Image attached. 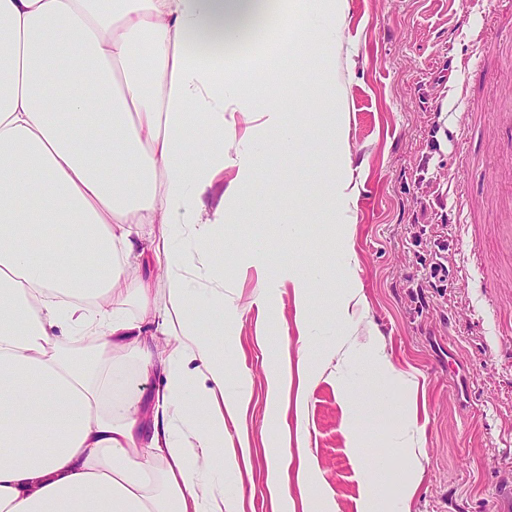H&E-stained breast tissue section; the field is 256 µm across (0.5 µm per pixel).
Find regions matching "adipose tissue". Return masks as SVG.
Listing matches in <instances>:
<instances>
[{"label": "adipose tissue", "mask_w": 512, "mask_h": 512, "mask_svg": "<svg viewBox=\"0 0 512 512\" xmlns=\"http://www.w3.org/2000/svg\"><path fill=\"white\" fill-rule=\"evenodd\" d=\"M303 3L0 0V512H237L224 415L249 393L213 339L237 313L213 243L249 214L266 138L301 131L302 86L264 91L238 61L280 29L306 58L335 46L349 0L301 24ZM280 273L311 342L319 278L300 255ZM128 362L162 386H120ZM310 379L275 372L272 406L303 412Z\"/></svg>", "instance_id": "adipose-tissue-1"}]
</instances>
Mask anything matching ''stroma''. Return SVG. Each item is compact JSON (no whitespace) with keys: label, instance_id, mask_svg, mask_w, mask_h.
I'll return each instance as SVG.
<instances>
[{"label":"stroma","instance_id":"stroma-1","mask_svg":"<svg viewBox=\"0 0 512 512\" xmlns=\"http://www.w3.org/2000/svg\"><path fill=\"white\" fill-rule=\"evenodd\" d=\"M496 9L511 12L512 0H349L331 61L349 114L353 160L336 174L358 185L348 225L334 224L325 162L309 153L333 122L323 60L288 54L293 35L284 31L261 55L280 92L291 72L304 69L310 105L301 113L297 163L286 164L275 139L265 143L270 171L252 199L261 223L226 228L224 280L238 315L224 360L250 394L238 427L224 438L225 448H247L236 473L239 512H273L267 476L278 433L268 377L303 356L312 373L305 412L290 409L280 419L293 433L291 448L304 450L314 487L301 489L295 468H282L288 512H303L310 492L326 512H360L366 471L385 460L389 473L373 512H393L410 483L418 486L410 512H497L500 488L512 483V32L480 41ZM480 52L482 67L465 70ZM421 178L442 188V196L420 202ZM292 193L307 218L296 246L327 276L312 290L309 322L319 336L309 346L300 339L289 286L270 303L256 299L258 278H276L277 266L259 269L239 259L259 242L287 262L280 227ZM417 224L427 227L418 240ZM340 238L351 257L338 252ZM439 242L453 259L448 288H426L412 299L409 283L425 280L426 259ZM476 279L488 290L473 288ZM350 287L360 289L362 302L344 326L332 306ZM344 335L357 353L384 347L399 372L372 378L373 389L391 390L396 407L357 439L345 393L357 367L336 352ZM410 418L417 433L408 467L390 448L395 426Z\"/></svg>","mask_w":512,"mask_h":512}]
</instances>
